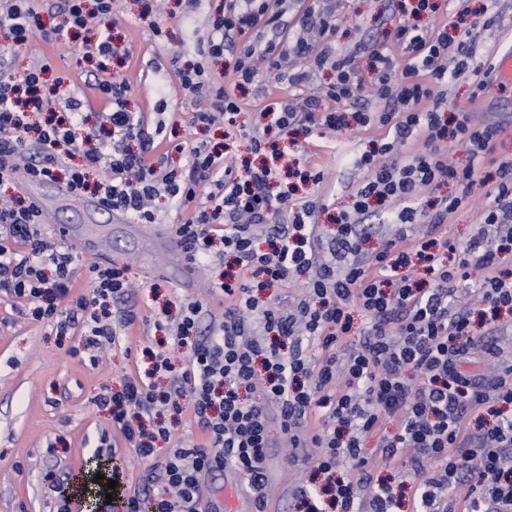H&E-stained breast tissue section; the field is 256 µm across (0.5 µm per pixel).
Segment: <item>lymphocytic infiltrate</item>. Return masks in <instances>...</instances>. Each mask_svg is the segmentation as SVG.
<instances>
[{
	"label": "lymphocytic infiltrate",
	"mask_w": 512,
	"mask_h": 512,
	"mask_svg": "<svg viewBox=\"0 0 512 512\" xmlns=\"http://www.w3.org/2000/svg\"><path fill=\"white\" fill-rule=\"evenodd\" d=\"M63 2L64 27L98 31L84 59L95 66L88 86L105 108L82 136L85 100L72 95L53 107L41 81L48 64H34L19 81L0 76V183L14 181L21 169L52 181L63 167L76 198H96L146 222L153 201L166 196L191 214L177 227L189 259L208 265L218 240L237 267L212 285L224 297V312L208 332L200 330L209 313L200 300L184 302L175 323L155 320L156 330L168 331L169 348L149 352L144 374L127 377L120 391L101 399L136 456L158 462L154 512H202L203 476L227 468L262 494L270 403L292 447L310 443L318 450L312 478L294 484L298 512H402L408 499L414 512H512V361L496 341L501 315L512 314V271L500 264L501 254L512 252L511 158L497 163L478 232L462 245L441 232L448 215L467 204L501 132L500 125L449 111L441 91L469 69L470 29L442 15L440 0H398L392 44L361 41L346 51L333 39L330 12L307 8L292 31L287 0H226L214 9L201 56L233 51L235 89L262 79L290 91L260 110L264 124L251 137L254 152L265 151L272 134L294 146L326 129L384 128L354 158L365 176L328 236L318 225L321 198L295 194L296 182L324 180L323 170L304 158L253 167L201 141L189 143L186 167L167 166L144 114L129 109L132 85L112 77L114 0ZM259 25L274 39L253 36ZM0 29L6 32L1 66L17 46L57 35L31 0H0ZM325 69L333 81L321 95L308 94L313 72ZM179 76L188 96L207 92L217 103L195 110L191 126L235 127L241 100L214 84L203 65L182 68ZM325 101L331 109H322ZM347 102L356 110L338 111ZM447 140L465 145L466 163L440 154ZM446 185L451 193H443ZM425 195L432 198L426 209L419 204ZM42 225L33 201L0 202V292L60 331L81 320L88 361L97 363L103 343L116 342L136 319L127 309L110 317V304L129 295L127 270L93 268L89 293L72 296L73 254L59 251ZM387 230L392 236L381 248L364 251L368 239ZM262 236L268 249L257 246ZM474 265L485 275L472 285ZM262 275L284 286L304 284L302 297L289 308L260 300L254 288ZM466 294L488 318L483 335H474L472 312L459 305ZM65 299L70 305L59 311ZM356 310L368 317L357 340L350 336ZM183 347L191 356L179 368L171 351ZM162 371L171 373L172 385L160 394L153 377ZM185 406L207 444L172 443L160 415ZM389 422L395 432H387ZM370 436L377 439L371 453L364 446ZM372 456L392 470L412 462L410 488L373 481L366 468ZM348 462L359 468L357 478L344 473ZM462 487L463 503L450 500Z\"/></svg>",
	"instance_id": "f902f5d3"
}]
</instances>
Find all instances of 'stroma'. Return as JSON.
Masks as SVG:
<instances>
[{"label":"stroma","mask_w":512,"mask_h":512,"mask_svg":"<svg viewBox=\"0 0 512 512\" xmlns=\"http://www.w3.org/2000/svg\"><path fill=\"white\" fill-rule=\"evenodd\" d=\"M218 4L219 0H197L193 5L188 0H116L112 37L128 49L130 58L112 71L133 85L132 110L145 114L149 128H161L163 138L176 133L188 141H225L229 152L243 158L250 154L253 106L270 100L267 82L241 93L247 103L239 117L242 127L228 135L220 122L205 130L190 126L196 101L184 94L177 74L179 62L198 61L208 17ZM329 5L338 18L334 39L339 47L351 49L361 38L372 44L389 42L396 0H329ZM495 10L496 24L472 30L474 69L512 46V0H496ZM145 14L160 15L163 36H156L142 22ZM81 46L78 38L35 40L19 49L8 72L21 75L45 57L54 74L78 80ZM475 82L473 70L449 84L445 92L449 107L467 111L476 122L512 123V95L496 90L472 102ZM160 97L167 104L157 113L153 104ZM365 145L362 136L341 130L327 134L322 147L306 146L311 163L327 174L316 192L328 208L349 205L351 189L364 177L352 159ZM42 209L47 236L59 250L75 252L80 292H89L93 266L127 267L134 287L124 306L135 312L136 320L118 342L100 352L92 366L81 353L80 329L58 335L52 324L31 320L22 304L0 293V512H59L63 491L73 478L110 459L121 463L123 497L152 498L157 470L140 462L127 447L108 410L97 400L138 373L143 349L157 343L153 322L162 307L175 312L182 302L203 299L213 313L223 311L224 300L210 293L209 283L223 273L224 266L215 262L205 268L189 261L184 252L160 249V241L175 238L177 225L189 217L188 211L165 197L155 200L150 223L131 218L114 224L107 212L87 213L77 201L48 191ZM62 224L73 226V236L59 235ZM270 437L273 454L284 461L285 486H293L296 477L309 476L311 449L288 447L277 428Z\"/></svg>","instance_id":"obj_1"}]
</instances>
